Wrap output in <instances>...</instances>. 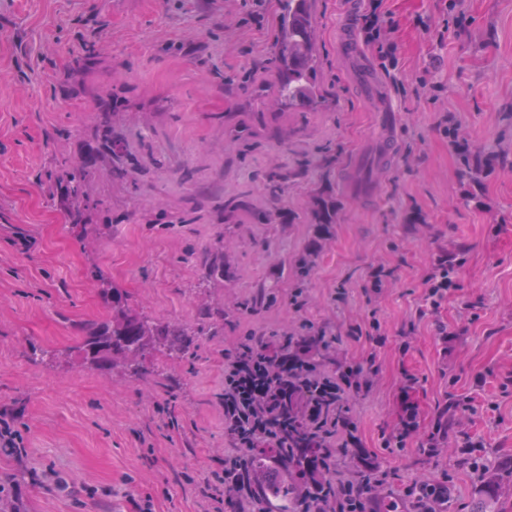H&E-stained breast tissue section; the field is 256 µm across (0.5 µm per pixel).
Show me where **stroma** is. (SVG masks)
Returning <instances> with one entry per match:
<instances>
[{
    "instance_id": "35a3bbf8",
    "label": "stroma",
    "mask_w": 512,
    "mask_h": 512,
    "mask_svg": "<svg viewBox=\"0 0 512 512\" xmlns=\"http://www.w3.org/2000/svg\"><path fill=\"white\" fill-rule=\"evenodd\" d=\"M251 7L0 0V408L26 446L0 453L12 512H210L198 481L232 450L224 358L249 336L319 334L329 369L370 368L367 392L344 395L358 444L336 468L377 465V497L395 512H411L408 485L446 478L451 512H470L465 448L512 456V0H385L390 60L361 32L368 0H316L318 112L277 109L276 2L259 23ZM102 103L128 145L119 178L98 149ZM446 115L479 180L443 133ZM385 141L390 158L357 193ZM66 163L94 173V238L68 224L45 180ZM271 170L283 176L275 199L260 190ZM321 199L337 209L324 231L312 223ZM215 251L225 277L211 281L202 259ZM441 255L457 271L435 308L423 278ZM378 266L388 276L375 288ZM103 280L144 314L197 324L186 357L147 356L139 378L86 363L84 329L108 314ZM455 399L465 411L446 414ZM408 405L418 427L401 448Z\"/></svg>"
}]
</instances>
